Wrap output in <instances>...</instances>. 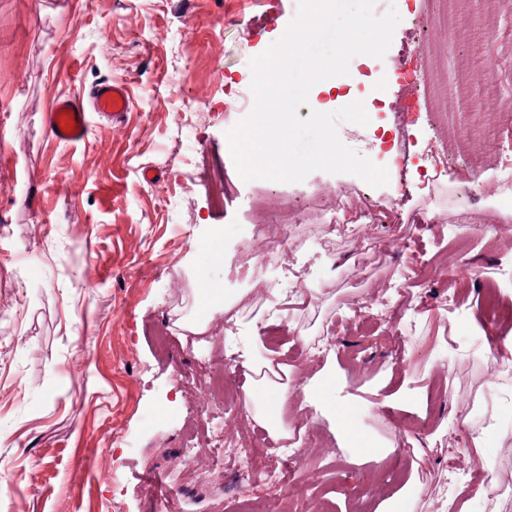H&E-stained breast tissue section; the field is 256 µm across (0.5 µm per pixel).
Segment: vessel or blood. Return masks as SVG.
I'll list each match as a JSON object with an SVG mask.
<instances>
[{
	"label": "vessel or blood",
	"mask_w": 512,
	"mask_h": 512,
	"mask_svg": "<svg viewBox=\"0 0 512 512\" xmlns=\"http://www.w3.org/2000/svg\"><path fill=\"white\" fill-rule=\"evenodd\" d=\"M131 99L125 82L110 80L90 92H79L56 100L44 114V122L60 142L72 144L86 139L90 114L120 121L127 116Z\"/></svg>",
	"instance_id": "1"
}]
</instances>
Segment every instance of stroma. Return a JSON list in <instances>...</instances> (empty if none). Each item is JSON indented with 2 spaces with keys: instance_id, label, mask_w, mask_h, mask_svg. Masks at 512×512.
Here are the masks:
<instances>
[{
  "instance_id": "1",
  "label": "stroma",
  "mask_w": 512,
  "mask_h": 512,
  "mask_svg": "<svg viewBox=\"0 0 512 512\" xmlns=\"http://www.w3.org/2000/svg\"><path fill=\"white\" fill-rule=\"evenodd\" d=\"M457 7L473 22L467 43L449 40L436 0H376L375 15L401 17L383 58L351 59L348 99L313 89L298 109L304 119L363 102L368 125L340 124L339 137L387 169L371 195L415 231L425 259L473 271L456 316L426 269L412 280L419 311L389 301L391 275L412 260L378 224L337 237L336 250L385 247L383 266L331 272L320 254L295 249L243 285L215 263L219 254L235 262L265 223L247 213L248 198L307 203L324 226L361 182L315 171L300 183H247L231 158L226 132L251 112L250 60L283 35L298 0H0V512H237L242 498L280 512L289 491L347 512L352 487L366 482L373 504L398 497L402 512H512V364L493 358L475 279L512 268V236L490 251L476 235L461 251L448 233L458 223L512 226L486 197L448 201L470 179L492 187L499 156L492 141L471 138L464 150L479 166L449 164L434 188L419 165L420 155L456 149L434 116L448 109L442 91L462 58L486 60L472 90L494 83L512 94V0ZM106 79L129 84L128 117H91L84 141L55 142L42 119L52 99ZM224 174L234 194L220 203L214 180ZM113 183L120 193L102 205ZM216 280L227 300L209 307L202 287ZM278 281L291 284V303ZM352 297L381 311L372 329L359 327ZM317 341L318 361L308 354ZM261 344L290 360L288 401L322 445L297 453L281 489L247 482L231 494L212 449L189 458L184 449L199 424L244 431L240 405L214 402L200 377L229 360L238 392L253 389L247 355ZM330 365L353 426L389 444L387 456L358 464L324 406L305 405ZM423 420L432 431L415 430ZM461 424L481 438L470 453L499 494L467 484L449 507L448 447Z\"/></svg>"
}]
</instances>
